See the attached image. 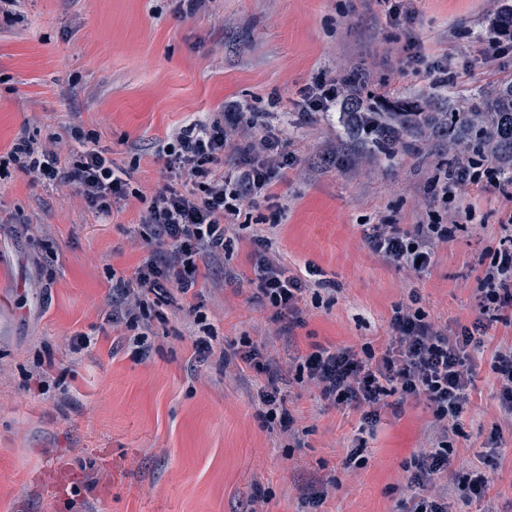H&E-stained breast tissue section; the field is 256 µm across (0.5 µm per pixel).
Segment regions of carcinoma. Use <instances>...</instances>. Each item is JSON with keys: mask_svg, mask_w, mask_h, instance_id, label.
Wrapping results in <instances>:
<instances>
[{"mask_svg": "<svg viewBox=\"0 0 512 512\" xmlns=\"http://www.w3.org/2000/svg\"><path fill=\"white\" fill-rule=\"evenodd\" d=\"M489 30L512 35V4L507 0H501L490 16ZM356 84L355 75L345 83L343 109L358 113L356 132L365 134L386 153L392 154L399 147L426 145L434 134L442 132L448 135V147L457 154L476 144L492 147L507 163L501 171L512 175V77L496 82L493 90L475 103L458 97L445 111L436 110L429 102L420 108L403 100L396 108L379 112L372 106H362L354 93Z\"/></svg>", "mask_w": 512, "mask_h": 512, "instance_id": "obj_1", "label": "carcinoma"}]
</instances>
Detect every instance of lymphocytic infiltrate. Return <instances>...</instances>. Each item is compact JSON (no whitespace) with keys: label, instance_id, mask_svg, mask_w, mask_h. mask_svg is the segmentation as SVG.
<instances>
[{"label":"lymphocytic infiltrate","instance_id":"1","mask_svg":"<svg viewBox=\"0 0 512 512\" xmlns=\"http://www.w3.org/2000/svg\"><path fill=\"white\" fill-rule=\"evenodd\" d=\"M70 135L82 148L66 161L54 149L16 140L7 154H0V176L15 169L35 181L69 186L104 220L139 206L136 232L149 252L129 277L117 279L114 305L116 319L133 333L136 357L142 358L151 334V310L171 293L188 295L208 278L213 264L233 249L235 217L244 207L271 202V187L292 161L281 151L279 133L267 113L232 104L210 120L190 122L172 134L168 147L158 151L168 182L147 196L131 187L130 172L99 148L97 134L74 128ZM228 151L241 154L231 175L224 171ZM501 230L499 247L482 270V318L472 326L451 336L434 328L421 309L398 307L383 352L369 346L331 350L315 344L297 358L298 380L318 388L332 405L358 412L362 427L376 426L384 409H401L409 399L429 403L439 435L415 458L402 483L407 512H448L447 497L431 487L453 463L451 438L463 433L473 360L484 350L487 325L512 315V213ZM452 236L446 224H416L406 231L373 224L364 240L374 253L420 274L432 265L435 244ZM251 246L249 282L276 317L291 326L301 325L300 304L309 290L335 291V282L322 279L314 265H306L304 275L288 274L270 238L255 236ZM236 356L241 370L263 377L259 402L266 419L276 420L283 403L276 369L247 339Z\"/></svg>","mask_w":512,"mask_h":512}]
</instances>
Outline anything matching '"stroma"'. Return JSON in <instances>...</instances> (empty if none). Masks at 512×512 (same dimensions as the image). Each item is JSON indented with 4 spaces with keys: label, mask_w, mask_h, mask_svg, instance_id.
I'll list each match as a JSON object with an SVG mask.
<instances>
[{
    "label": "stroma",
    "mask_w": 512,
    "mask_h": 512,
    "mask_svg": "<svg viewBox=\"0 0 512 512\" xmlns=\"http://www.w3.org/2000/svg\"><path fill=\"white\" fill-rule=\"evenodd\" d=\"M497 5L414 0L411 18L395 24L379 0H210L192 16L178 0H20L12 17L0 15V152L22 137H56L66 154L79 127L149 193L164 182L157 147L175 129L230 101L287 115L294 163L274 187L278 226L266 206L244 210L232 252L198 288L216 343L231 352L250 338L283 367L292 347L380 352L394 308L414 293L428 321L453 331L481 315L479 269L512 201L468 182L438 207L431 181L448 162L446 137L388 159L338 111L302 113L296 102L322 71L358 75L365 98L437 97L433 77L405 62L414 44L447 54L450 88L480 94L512 74L511 52L484 56ZM137 220L133 207L102 223L71 188L20 172L0 180V512H308L311 484L325 491L318 512H402L398 483L432 419L424 402L382 412L369 434L359 413L287 372L284 406L300 430L289 438L263 416L253 373L198 358L178 297L154 317L148 357H135L110 315L113 276L131 274L147 252ZM433 220L456 231L419 275L364 241L367 224ZM256 234L289 272L311 264L338 286L305 296L293 331L246 282ZM79 333L91 341L81 351ZM510 337L512 326L491 323L476 357L448 512H512V424L500 420L490 370L491 347ZM358 446L365 465L345 468ZM476 469L490 479L487 497H460L456 486Z\"/></svg>",
    "instance_id": "35a3bbf8"
}]
</instances>
